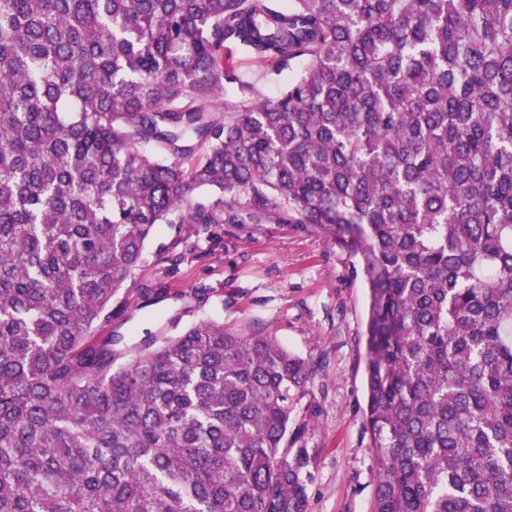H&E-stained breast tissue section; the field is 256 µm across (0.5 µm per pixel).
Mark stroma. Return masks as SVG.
<instances>
[{"instance_id":"stroma-1","label":"stroma","mask_w":512,"mask_h":512,"mask_svg":"<svg viewBox=\"0 0 512 512\" xmlns=\"http://www.w3.org/2000/svg\"><path fill=\"white\" fill-rule=\"evenodd\" d=\"M185 224H161L138 272L166 294L147 302L125 293L126 317L112 330L126 344L169 332L168 322L202 318L252 327L276 337L311 370L297 408L312 455L309 512H368L371 461L362 438L365 318L368 293L345 252L298 224H215L189 235ZM185 239L184 260L171 245Z\"/></svg>"}]
</instances>
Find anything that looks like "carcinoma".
I'll return each mask as SVG.
<instances>
[{
    "label": "carcinoma",
    "instance_id": "1",
    "mask_svg": "<svg viewBox=\"0 0 512 512\" xmlns=\"http://www.w3.org/2000/svg\"><path fill=\"white\" fill-rule=\"evenodd\" d=\"M270 217L368 289V512H512V0H0V512H309L304 362L99 335L157 225ZM242 79L255 86L261 93L272 96L278 94L288 82V72L280 76L269 75L258 63L248 55H239Z\"/></svg>",
    "mask_w": 512,
    "mask_h": 512
}]
</instances>
